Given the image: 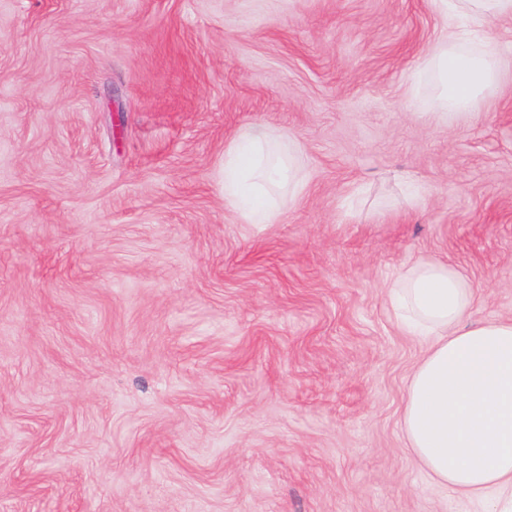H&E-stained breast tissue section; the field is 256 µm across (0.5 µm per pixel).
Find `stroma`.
I'll return each instance as SVG.
<instances>
[{
	"label": "stroma",
	"instance_id": "1",
	"mask_svg": "<svg viewBox=\"0 0 512 512\" xmlns=\"http://www.w3.org/2000/svg\"><path fill=\"white\" fill-rule=\"evenodd\" d=\"M432 0H0V512H473L407 446L387 290L512 320V17L435 116ZM266 126L308 186L224 205ZM262 126H249L224 147V205L246 224H274L304 192L299 145Z\"/></svg>",
	"mask_w": 512,
	"mask_h": 512
}]
</instances>
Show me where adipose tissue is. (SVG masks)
I'll list each match as a JSON object with an SVG mask.
<instances>
[{
	"instance_id": "1",
	"label": "adipose tissue",
	"mask_w": 512,
	"mask_h": 512,
	"mask_svg": "<svg viewBox=\"0 0 512 512\" xmlns=\"http://www.w3.org/2000/svg\"><path fill=\"white\" fill-rule=\"evenodd\" d=\"M512 16V0H456L445 39L424 61L449 120L469 110L495 79L499 52L485 37L475 54L459 53L466 33ZM296 142L281 144L262 126L240 131L224 148V204L246 224H273L307 179ZM406 332L428 344L402 410L409 447L434 481L470 497L483 512H512V321L471 323L473 295L463 276L420 263L388 290Z\"/></svg>"
}]
</instances>
